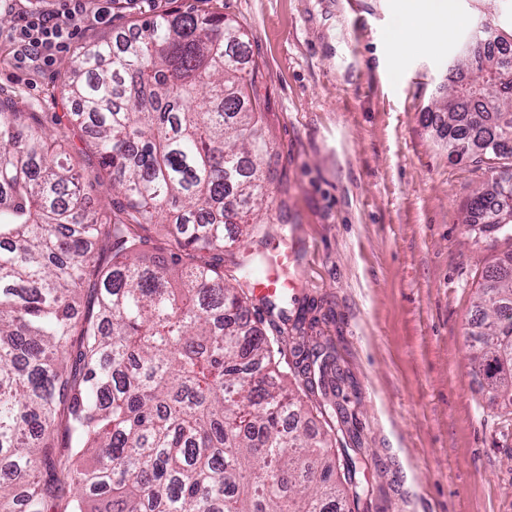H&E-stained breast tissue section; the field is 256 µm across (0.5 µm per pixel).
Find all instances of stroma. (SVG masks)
I'll use <instances>...</instances> for the list:
<instances>
[{"label":"stroma","instance_id":"1","mask_svg":"<svg viewBox=\"0 0 512 512\" xmlns=\"http://www.w3.org/2000/svg\"><path fill=\"white\" fill-rule=\"evenodd\" d=\"M405 2L135 0L103 21L105 0H85L49 64L22 60L13 23L0 26V100L35 113L77 168L100 172L61 92L66 61L162 11L236 20L277 179L260 231L238 241L226 230L224 268L291 240L293 286L276 304L291 319L306 311V341L336 349L371 512H512V409L490 404L468 336L482 274L512 241L464 223L493 173L449 155L423 121L474 29L512 42V0H448L466 23L433 49L399 42Z\"/></svg>","mask_w":512,"mask_h":512}]
</instances>
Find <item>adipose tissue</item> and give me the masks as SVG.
Here are the masks:
<instances>
[{
	"label": "adipose tissue",
	"instance_id": "ef3b65f1",
	"mask_svg": "<svg viewBox=\"0 0 512 512\" xmlns=\"http://www.w3.org/2000/svg\"><path fill=\"white\" fill-rule=\"evenodd\" d=\"M462 23V17L448 14L445 0H415L402 29V41L411 47H435Z\"/></svg>",
	"mask_w": 512,
	"mask_h": 512
}]
</instances>
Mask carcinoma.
<instances>
[{"mask_svg":"<svg viewBox=\"0 0 512 512\" xmlns=\"http://www.w3.org/2000/svg\"><path fill=\"white\" fill-rule=\"evenodd\" d=\"M232 19L173 10L128 47L110 40L67 65L73 120L92 130L107 183L71 164L34 114L0 108V512H343L368 510L359 458L336 428L310 432L273 366L276 340L252 320L242 283L195 253L224 228L253 231L274 180L272 147ZM476 71L496 78L425 121L451 153L512 159V62L481 31ZM107 186L112 212L85 206ZM487 237L512 238V173L467 205ZM151 224H173L171 260H145ZM111 253L109 261L103 254ZM94 279V309L77 307ZM470 360L492 402L512 407V255L483 275ZM310 389L336 413V365L319 342L295 348ZM63 428L68 446H54ZM266 458L262 480L253 460Z\"/></svg>","mask_w":512,"mask_h":512,"instance_id":"carcinoma-1","label":"carcinoma"}]
</instances>
